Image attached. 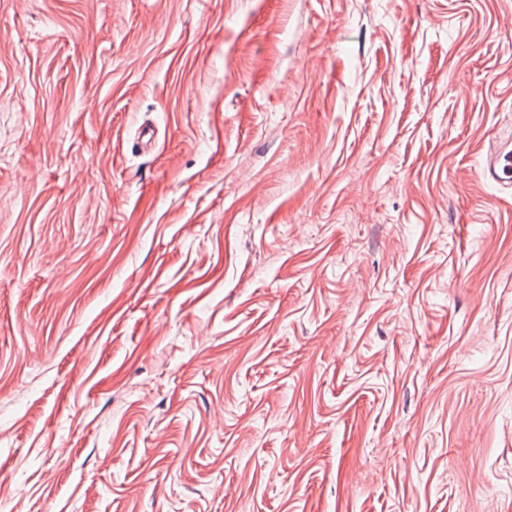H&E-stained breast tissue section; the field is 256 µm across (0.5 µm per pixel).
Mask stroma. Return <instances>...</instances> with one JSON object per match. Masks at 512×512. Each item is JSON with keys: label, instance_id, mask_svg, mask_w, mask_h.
I'll return each instance as SVG.
<instances>
[{"label": "stroma", "instance_id": "stroma-1", "mask_svg": "<svg viewBox=\"0 0 512 512\" xmlns=\"http://www.w3.org/2000/svg\"><path fill=\"white\" fill-rule=\"evenodd\" d=\"M512 0H0V512H512ZM485 181L501 186L512 183V139L499 141L497 147L482 158L479 163Z\"/></svg>", "mask_w": 512, "mask_h": 512}]
</instances>
